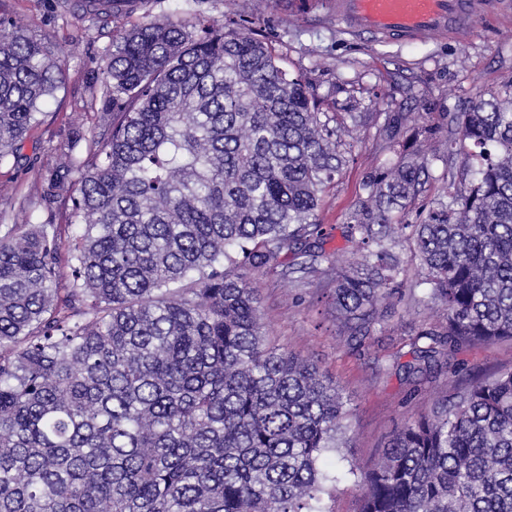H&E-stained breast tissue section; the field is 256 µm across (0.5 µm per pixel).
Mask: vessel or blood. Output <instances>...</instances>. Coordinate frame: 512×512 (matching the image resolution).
Segmentation results:
<instances>
[{"mask_svg": "<svg viewBox=\"0 0 512 512\" xmlns=\"http://www.w3.org/2000/svg\"><path fill=\"white\" fill-rule=\"evenodd\" d=\"M488 0H333L351 32L379 40L455 38L469 30Z\"/></svg>", "mask_w": 512, "mask_h": 512, "instance_id": "1", "label": "vessel or blood"}]
</instances>
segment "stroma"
Returning <instances> with one entry per match:
<instances>
[{"label":"stroma","instance_id":"obj_1","mask_svg":"<svg viewBox=\"0 0 512 512\" xmlns=\"http://www.w3.org/2000/svg\"><path fill=\"white\" fill-rule=\"evenodd\" d=\"M150 11L156 17L174 12L186 21L199 13L214 19L245 13L273 41L282 66L310 83L324 111L339 118L348 112L365 114L363 126L343 138L347 163L318 210L323 248L330 256L353 250L346 239V217L362 196L366 178L385 161L377 138L388 115L409 112L417 123L441 126L476 94L512 93V0H502L500 8L463 37L391 43L347 34L343 23L322 8L286 22L284 13L265 7L263 0H152ZM0 17L19 21L35 38L50 39L61 60L59 86L42 105L41 123L25 140L19 163L0 166V224H43L50 214L39 198L30 197V189L58 166L75 130H96L97 76L112 30L63 10L58 0H0ZM426 148L432 164L417 199L421 206L441 193L447 174L459 179L468 167L463 156H449L445 137ZM447 156L452 159L448 165L443 162ZM411 250L408 240L395 248L405 268L400 281L406 300L390 299L383 320L361 342L349 340L326 276L296 288L278 273L254 275L266 335L318 365L347 402L344 444L329 464L338 478L337 490L324 499L326 512H356L355 471L370 464L405 420L452 394L462 381L461 375L442 373L410 399L406 383L386 368L389 356L407 353L419 329L445 321L420 282Z\"/></svg>","mask_w":512,"mask_h":512}]
</instances>
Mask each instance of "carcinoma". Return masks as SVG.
<instances>
[{"instance_id": "carcinoma-1", "label": "carcinoma", "mask_w": 512, "mask_h": 512, "mask_svg": "<svg viewBox=\"0 0 512 512\" xmlns=\"http://www.w3.org/2000/svg\"><path fill=\"white\" fill-rule=\"evenodd\" d=\"M150 0H75L119 22L101 65L99 126L63 153L40 198L66 224H0V512H325L348 410L317 365L263 332L252 272L295 255L320 270L351 337L366 338L413 241L445 322L396 363L412 392L465 382L409 418L357 476L359 512H512V368L465 369L466 348L512 342V95L451 118L448 156L473 179L406 214L429 176L387 118L393 154L347 221L361 260L322 248L317 210L346 163L338 130L273 42L242 15L151 17ZM56 46L0 18V165L58 88ZM77 188L65 192L68 178Z\"/></svg>"}]
</instances>
